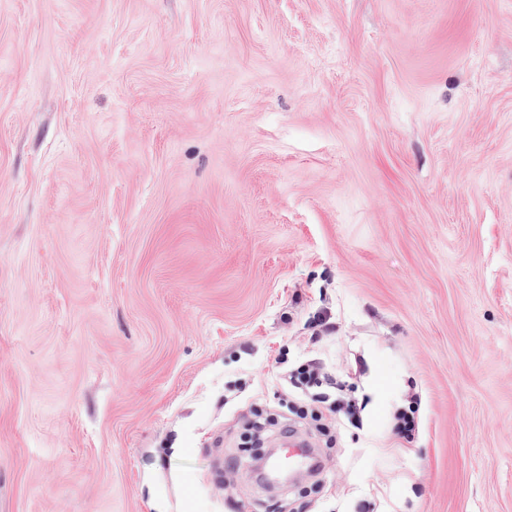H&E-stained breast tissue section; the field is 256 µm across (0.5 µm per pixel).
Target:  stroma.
<instances>
[{
	"label": "stroma",
	"instance_id": "stroma-1",
	"mask_svg": "<svg viewBox=\"0 0 512 512\" xmlns=\"http://www.w3.org/2000/svg\"><path fill=\"white\" fill-rule=\"evenodd\" d=\"M0 512H512V0H0ZM289 384L294 388L302 390L305 394L311 388L328 387L342 392L343 384L336 380V377L315 372L313 366L307 365L305 368L299 367L292 371L288 376Z\"/></svg>",
	"mask_w": 512,
	"mask_h": 512
}]
</instances>
